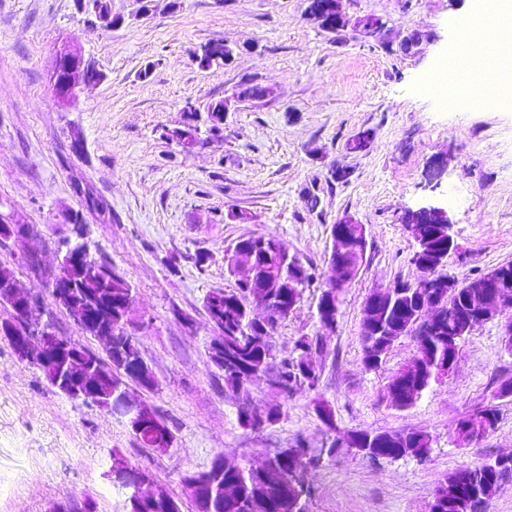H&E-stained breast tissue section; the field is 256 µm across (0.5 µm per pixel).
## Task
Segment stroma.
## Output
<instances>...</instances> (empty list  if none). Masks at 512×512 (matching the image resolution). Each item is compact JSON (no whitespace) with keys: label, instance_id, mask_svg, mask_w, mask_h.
Listing matches in <instances>:
<instances>
[{"label":"stroma","instance_id":"stroma-1","mask_svg":"<svg viewBox=\"0 0 512 512\" xmlns=\"http://www.w3.org/2000/svg\"><path fill=\"white\" fill-rule=\"evenodd\" d=\"M109 3L124 18L120 28L90 21L76 0H0V212L37 227L26 244L0 245V267L39 297L58 335L103 351L20 261L27 250L43 272L54 270L74 238L63 213L84 211L92 253L136 292L131 331L157 385L134 397L173 422L177 441L165 452L139 447L111 414L60 394L0 339V512H48L56 499L88 495L99 512H126L122 491L103 477L116 450L149 468L181 499L182 512H193L181 477L207 469L217 453L257 465L269 449L299 439L322 447L320 401L341 430H419L432 445L422 458L378 461L340 450L311 472L308 512H427L449 474L512 453L507 399L494 432L467 446L454 437L458 420L512 379L498 322L462 341L447 379L407 409L390 406L383 392L412 358L415 339L400 338L375 370L361 363L366 298L418 276L406 210L447 208L460 247L447 271L458 279L512 262V108L445 111L429 89L475 0H343L348 23L333 34L307 16L306 0H155L147 15L139 0ZM367 17L384 23V41L363 32ZM414 35L417 46L403 53L401 43ZM216 40L243 51L232 64L200 68L195 51ZM65 45L104 74L66 108L49 84ZM247 81L270 93L237 104L222 138L190 152L163 138L186 104L205 111ZM361 132L372 134L370 149L350 152L348 140ZM435 159L446 171L431 182L426 170ZM88 193L104 211L85 212ZM346 215L365 225L367 249L337 327L325 333L316 304L330 228ZM249 235L280 238L315 271L277 329L276 354L288 355L301 336L320 333L325 343L316 390L286 399L264 381L251 384L256 407L284 410L260 431L237 421L238 396L208 355L216 331L204 308L209 293L232 288L225 253Z\"/></svg>","mask_w":512,"mask_h":512}]
</instances>
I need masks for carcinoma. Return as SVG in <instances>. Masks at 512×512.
<instances>
[{"instance_id": "carcinoma-1", "label": "carcinoma", "mask_w": 512, "mask_h": 512, "mask_svg": "<svg viewBox=\"0 0 512 512\" xmlns=\"http://www.w3.org/2000/svg\"><path fill=\"white\" fill-rule=\"evenodd\" d=\"M194 58L201 68L224 64V43L211 42L200 47ZM182 133L186 136L183 147L204 144L207 139L202 133L212 134L224 126V100L210 103L206 115L199 112L184 113ZM67 223L74 226L76 241L67 243L64 255L79 253L83 256L82 266L69 265L65 268L67 279L77 291V299L85 309L88 325L84 332L95 335V327L104 326L112 335V354H120L122 365L112 369L109 382L103 391L117 397L127 385L137 382L152 390L155 384L146 383L141 376L142 361L137 342L125 332L123 317L131 313L135 297L124 277L115 273L107 262L98 263L92 256L87 243L83 241L84 215L75 211L67 216ZM236 247L242 260L251 263L256 273V283L251 288L233 285L230 289L216 291L205 298L204 307L211 322L220 331L219 339L224 350L209 348V357L214 367L222 373L224 386L239 395L237 420L241 427L263 430L275 426L283 417L280 406L266 409V419L258 422L253 418L254 406L249 399L248 382L254 376H265L280 385L281 394L288 397L299 390L316 387L318 376L305 370L308 359L323 349L319 338L301 336L294 342L290 355L277 357L273 339L280 323L288 318L289 302L301 300L303 289L309 286L314 274L306 266L293 263L300 271L294 276L295 288H279L277 283L288 276L287 250L280 248L279 240L272 236L251 235L237 241ZM395 297L394 306L377 316L380 326L393 332L383 337L387 346L375 349V342L362 329V362L371 371L379 367L394 343L404 336L417 333L418 319L425 302L423 292L407 288L402 282L391 286ZM262 303L267 308L263 321L256 322L251 316L252 302ZM40 304L23 310H13L11 318L0 322V339L13 343L12 336L29 330V325L40 318ZM478 308L471 295V289L459 288L450 297V317L443 318L436 332L429 336H418L417 354L413 356L426 371L449 360H456L458 347L448 345V339L456 337L465 328L460 316L468 315ZM112 359V362L119 361ZM431 384L430 376H411L398 391H393L395 381H390L384 398L390 406L406 409L420 400ZM162 435L151 427H145L133 434L141 448L161 449L169 447V441L176 440L173 425L165 426ZM347 439L352 441L351 449L361 452L373 460L395 459L406 455L419 456L431 448V437L418 430L395 433H369L353 431ZM294 450L303 456L308 469L319 466L322 456H332L338 451L336 442L326 448H309L296 442ZM290 458L288 449L270 455L260 468L243 467L229 461L220 470L211 465L198 472L203 486L193 490L192 504L195 512H308L311 487L300 481L288 494H281L277 485L288 483ZM113 472L118 475L140 477L147 482L155 480L147 468L132 462L119 451L112 453ZM463 475L460 494L448 492V487L439 485L436 493L435 512H487L489 502L506 486L512 485V465H502L498 459L483 462L473 467L457 470Z\"/></svg>"}]
</instances>
